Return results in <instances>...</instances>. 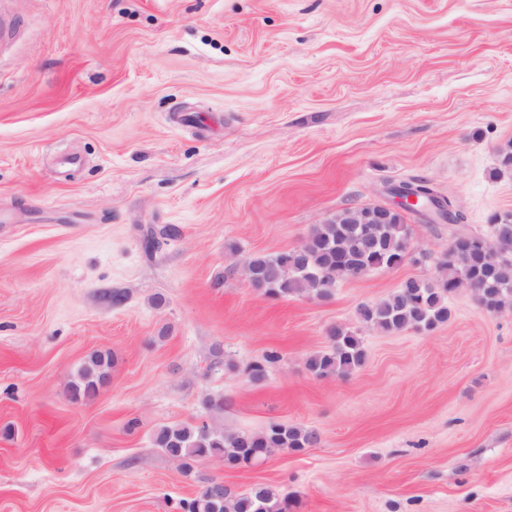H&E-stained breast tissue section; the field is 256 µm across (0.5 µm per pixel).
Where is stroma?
<instances>
[{"mask_svg":"<svg viewBox=\"0 0 512 512\" xmlns=\"http://www.w3.org/2000/svg\"><path fill=\"white\" fill-rule=\"evenodd\" d=\"M511 141L512 0H0V512H179L210 479L293 512H512V310L462 288L428 333L357 315L512 213ZM419 180L463 216L406 214L425 262L327 301L233 268ZM333 325L366 360L318 379ZM96 350L110 379L71 401ZM202 421L320 440L189 478L154 435Z\"/></svg>","mask_w":512,"mask_h":512,"instance_id":"obj_1","label":"stroma"}]
</instances>
